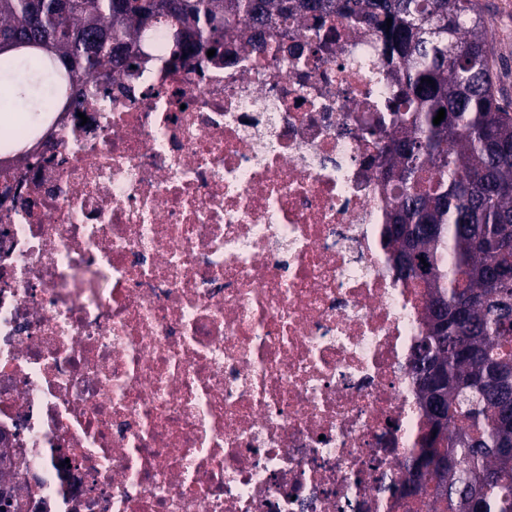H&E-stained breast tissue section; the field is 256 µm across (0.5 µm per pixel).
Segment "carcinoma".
Wrapping results in <instances>:
<instances>
[{"label":"carcinoma","mask_w":512,"mask_h":512,"mask_svg":"<svg viewBox=\"0 0 512 512\" xmlns=\"http://www.w3.org/2000/svg\"><path fill=\"white\" fill-rule=\"evenodd\" d=\"M333 15L383 32L398 89L380 147L396 190L382 235L396 275L430 288L412 369L431 451L413 460L448 458L447 479L424 474L446 512H512V101L480 0H0V100L38 125L58 69L129 73L158 24L174 56L222 58L243 19L303 20L324 48Z\"/></svg>","instance_id":"obj_1"}]
</instances>
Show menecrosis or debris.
Returning a JSON list of instances; mask_svg holds the SVG:
<instances>
[{"label": "necrosis or debris", "mask_w": 512, "mask_h": 512, "mask_svg": "<svg viewBox=\"0 0 512 512\" xmlns=\"http://www.w3.org/2000/svg\"><path fill=\"white\" fill-rule=\"evenodd\" d=\"M223 63L64 78L0 149V491L20 512H435L428 290L389 269L368 130L385 46L343 17Z\"/></svg>", "instance_id": "4bbe7bcc"}]
</instances>
